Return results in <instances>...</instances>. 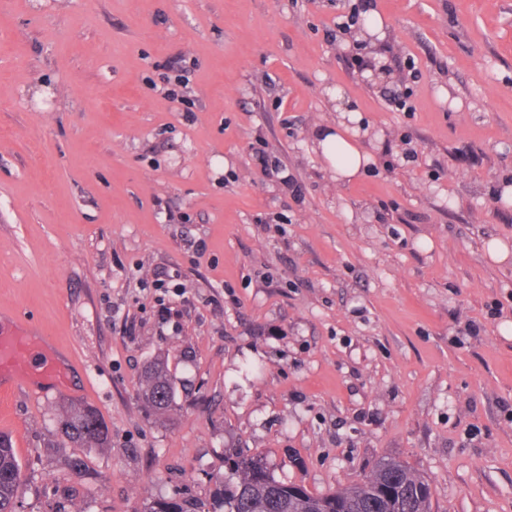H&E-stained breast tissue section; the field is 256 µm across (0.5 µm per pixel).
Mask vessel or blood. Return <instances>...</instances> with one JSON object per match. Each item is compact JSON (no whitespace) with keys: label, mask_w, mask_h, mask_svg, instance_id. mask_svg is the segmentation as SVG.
Instances as JSON below:
<instances>
[{"label":"vessel or blood","mask_w":512,"mask_h":512,"mask_svg":"<svg viewBox=\"0 0 512 512\" xmlns=\"http://www.w3.org/2000/svg\"><path fill=\"white\" fill-rule=\"evenodd\" d=\"M40 342L0 326V393L8 392L21 377L38 384H58L64 377L60 366L49 358H40Z\"/></svg>","instance_id":"1"}]
</instances>
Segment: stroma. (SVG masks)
Returning <instances> with one entry per match:
<instances>
[{
  "mask_svg": "<svg viewBox=\"0 0 512 512\" xmlns=\"http://www.w3.org/2000/svg\"><path fill=\"white\" fill-rule=\"evenodd\" d=\"M356 2L0 0V325L66 374L0 403L17 512L208 504L231 448L313 493L392 458L433 512H512V255L487 249L512 252V0H377L364 46L336 27ZM336 89L376 160L341 183L310 140ZM64 403L108 446L65 442ZM140 397L143 405L152 413L163 415L174 406V392L164 362L151 365L145 372ZM146 512H205L197 501L185 498L161 497L154 499Z\"/></svg>",
  "mask_w": 512,
  "mask_h": 512,
  "instance_id": "35a3bbf8",
  "label": "stroma"
}]
</instances>
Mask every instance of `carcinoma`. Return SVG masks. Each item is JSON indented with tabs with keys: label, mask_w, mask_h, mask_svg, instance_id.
Here are the masks:
<instances>
[{
	"label": "carcinoma",
	"mask_w": 512,
	"mask_h": 512,
	"mask_svg": "<svg viewBox=\"0 0 512 512\" xmlns=\"http://www.w3.org/2000/svg\"><path fill=\"white\" fill-rule=\"evenodd\" d=\"M140 397L152 413L163 415L174 406V392L163 362L145 372ZM61 436L75 448H104L108 429L97 413L83 405H65L57 419ZM227 473L213 493L211 512H431L429 481L403 462L383 460L363 478L324 494L279 480L259 454L224 456ZM20 464L7 438L0 436V512H16ZM148 512H204L191 499L161 497Z\"/></svg>",
	"instance_id": "obj_1"
}]
</instances>
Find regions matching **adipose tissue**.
I'll return each mask as SVG.
<instances>
[{"label": "adipose tissue", "instance_id": "ef3b65f1", "mask_svg": "<svg viewBox=\"0 0 512 512\" xmlns=\"http://www.w3.org/2000/svg\"><path fill=\"white\" fill-rule=\"evenodd\" d=\"M356 110H339L336 124L313 132V149L320 154L336 181L355 178L362 168L372 162L373 157L361 144L362 137L368 136L367 127L358 123Z\"/></svg>", "mask_w": 512, "mask_h": 512}]
</instances>
